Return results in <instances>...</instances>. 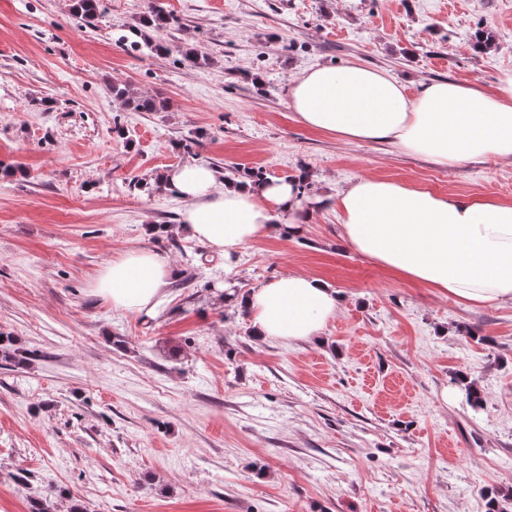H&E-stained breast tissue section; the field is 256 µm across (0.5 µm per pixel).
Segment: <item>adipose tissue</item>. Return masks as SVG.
Returning <instances> with one entry per match:
<instances>
[{
	"label": "adipose tissue",
	"instance_id": "obj_1",
	"mask_svg": "<svg viewBox=\"0 0 512 512\" xmlns=\"http://www.w3.org/2000/svg\"><path fill=\"white\" fill-rule=\"evenodd\" d=\"M288 95L304 126L346 140L389 142L441 165L512 159V71L488 92L439 81L413 95L387 71L353 61L304 70ZM162 181L185 203L181 229L228 264L269 231L301 232L322 203L299 194L291 180L223 184L215 169L195 162L166 171ZM335 205L341 238L404 279L468 305L512 303V202L360 177ZM174 273L162 255L133 251L101 271L94 291L116 309L148 314ZM213 301L242 305L257 340L288 343L318 336L341 297L323 279L292 272L244 294L214 292Z\"/></svg>",
	"mask_w": 512,
	"mask_h": 512
}]
</instances>
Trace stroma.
Here are the masks:
<instances>
[{
    "instance_id": "35a3bbf8",
    "label": "stroma",
    "mask_w": 512,
    "mask_h": 512,
    "mask_svg": "<svg viewBox=\"0 0 512 512\" xmlns=\"http://www.w3.org/2000/svg\"><path fill=\"white\" fill-rule=\"evenodd\" d=\"M71 2L0 0V336L25 358H0V512H512V304L398 277L341 239L333 205L362 176L512 201V160L347 142L288 98L303 70L351 61L413 93L491 89L512 71V0H103L91 26ZM151 4L181 21L160 34L171 55L117 43ZM116 84L166 107L129 110ZM187 162L302 175L329 203L228 270L155 182ZM139 249L176 268L155 315L93 291ZM289 272L342 297L319 337L261 343L212 302Z\"/></svg>"
}]
</instances>
